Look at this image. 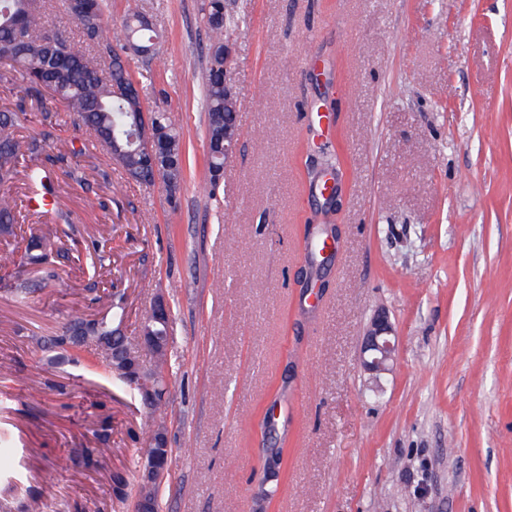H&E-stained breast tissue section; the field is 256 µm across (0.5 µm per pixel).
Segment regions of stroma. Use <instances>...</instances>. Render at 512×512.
Segmentation results:
<instances>
[{
	"label": "stroma",
	"mask_w": 512,
	"mask_h": 512,
	"mask_svg": "<svg viewBox=\"0 0 512 512\" xmlns=\"http://www.w3.org/2000/svg\"><path fill=\"white\" fill-rule=\"evenodd\" d=\"M103 3L187 168L172 193L132 179L44 97L86 180L50 166L47 198L22 177L9 193L25 228L69 215L112 260L95 282L61 262L19 304L24 244H0V512H133L111 476L137 484L151 415L93 354L48 345L113 290L129 340L156 296L175 314L159 512H255L277 447L270 512H512V0H227L239 136L212 196L208 0ZM131 12L164 70L115 41ZM332 151L330 211L313 180ZM329 222L337 245L308 255V225ZM382 311L399 347L374 380L361 350Z\"/></svg>",
	"instance_id": "1"
}]
</instances>
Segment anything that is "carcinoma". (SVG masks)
Returning a JSON list of instances; mask_svg holds the SVG:
<instances>
[{
	"mask_svg": "<svg viewBox=\"0 0 512 512\" xmlns=\"http://www.w3.org/2000/svg\"><path fill=\"white\" fill-rule=\"evenodd\" d=\"M46 0H0V90L16 96L21 93L36 101L43 93L56 97L66 111L76 114L89 133L91 142L107 154L114 156L129 176L149 182L151 170L144 167L145 152L140 149L142 142L129 143L127 134L148 132L151 137L166 140L169 147L179 151L183 147V135L168 112H150L142 117L144 108L142 83L127 69L116 62V52L109 48L108 55L86 54L69 40L51 33L44 26ZM92 13L84 11V5L76 3L68 7L71 20L80 30L84 40L97 44L104 32L102 4L91 0ZM207 23L215 34L210 46L211 66L206 81V110L208 115L207 140L209 141L208 168L211 181L204 183L203 189L212 191V181L216 180L224 168V151L219 148L224 140V32L227 30L224 18V0H210ZM124 41L146 46L158 37L157 31L143 26L136 13L128 15L121 30ZM127 87L125 96L113 95L114 84ZM37 122L42 132L37 135L22 136L20 132L28 125ZM53 122L49 112H27L22 108H0V235H14V227L20 223V212L16 201L6 193L20 172L30 171L28 178L32 185L46 187L41 172L31 169L30 163L46 154L52 138ZM87 253L94 261L104 264L112 255V241L88 242L79 236L77 228L68 218L63 224L32 237L27 250V264L37 270L38 278L33 280L17 276L10 291L15 301L23 303L34 291V287L46 288L58 277V265L62 259L77 257ZM102 306L97 319L84 316L68 319L62 334L52 339V346L63 349L66 336L82 327L89 328L91 340L100 336H113L119 333L126 340L123 325L126 308L121 300H112L106 294L96 298ZM94 353L111 373L126 386L131 382L126 375L112 368V344H95ZM152 364L147 368L150 375L158 378L160 387H165L169 373L171 352L151 356ZM166 391H161L158 400L145 405L154 423L165 426L168 402Z\"/></svg>",
	"mask_w": 512,
	"mask_h": 512,
	"instance_id": "1",
	"label": "carcinoma"
}]
</instances>
